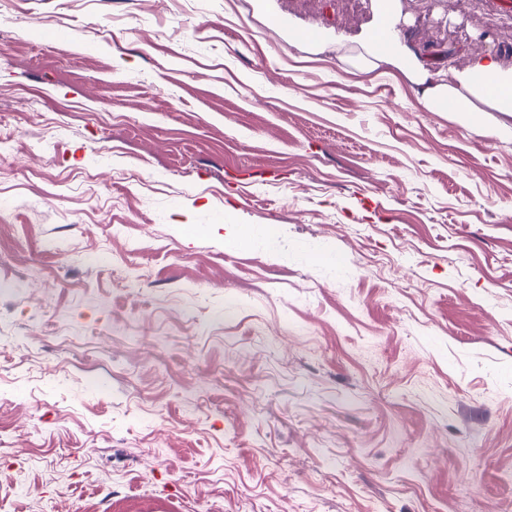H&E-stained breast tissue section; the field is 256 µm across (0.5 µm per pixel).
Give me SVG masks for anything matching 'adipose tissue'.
<instances>
[{
	"instance_id": "1",
	"label": "adipose tissue",
	"mask_w": 512,
	"mask_h": 512,
	"mask_svg": "<svg viewBox=\"0 0 512 512\" xmlns=\"http://www.w3.org/2000/svg\"><path fill=\"white\" fill-rule=\"evenodd\" d=\"M397 0H382L372 32L359 46L354 66L359 73L388 75L407 81L431 112H456L473 119L488 112L512 114V69L503 68L496 55L477 52L465 70L452 73L435 69L419 58L396 29ZM385 35L388 50L378 51V35Z\"/></svg>"
}]
</instances>
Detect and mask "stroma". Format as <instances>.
Here are the masks:
<instances>
[{
  "label": "stroma",
  "instance_id": "1",
  "mask_svg": "<svg viewBox=\"0 0 512 512\" xmlns=\"http://www.w3.org/2000/svg\"><path fill=\"white\" fill-rule=\"evenodd\" d=\"M400 3L512 68V0ZM373 15L0 0V512H512V116L288 39Z\"/></svg>",
  "mask_w": 512,
  "mask_h": 512
}]
</instances>
